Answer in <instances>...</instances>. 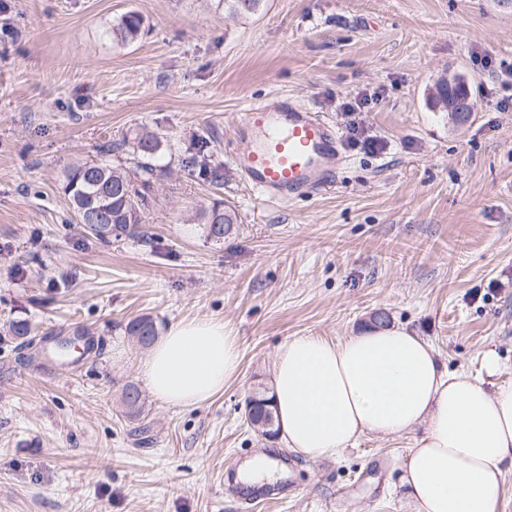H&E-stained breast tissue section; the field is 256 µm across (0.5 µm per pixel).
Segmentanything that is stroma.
Masks as SVG:
<instances>
[{
	"label": "stroma",
	"instance_id": "obj_1",
	"mask_svg": "<svg viewBox=\"0 0 512 512\" xmlns=\"http://www.w3.org/2000/svg\"><path fill=\"white\" fill-rule=\"evenodd\" d=\"M130 10L145 31L115 43ZM511 67L512 0H266L239 19L217 0H0V512H239L252 489L226 472L257 457L278 464L263 488L294 490L252 512H412L400 477L417 431L312 460L250 428L245 400L286 339L350 336L378 311L449 369L480 374L495 350L496 383H512ZM442 78L468 87L465 125L428 105ZM281 94L342 138L335 185L288 204L232 164L234 119ZM352 121L378 150L351 141ZM143 127L167 171L140 224L98 239L69 222L64 174ZM217 199L238 215L220 242L194 219ZM138 316L162 335L224 319L239 377L198 408L160 402L124 334ZM63 336L96 347L63 363Z\"/></svg>",
	"mask_w": 512,
	"mask_h": 512
}]
</instances>
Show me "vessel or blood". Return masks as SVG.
<instances>
[{"mask_svg": "<svg viewBox=\"0 0 512 512\" xmlns=\"http://www.w3.org/2000/svg\"><path fill=\"white\" fill-rule=\"evenodd\" d=\"M235 169L265 201L283 203L332 187L341 136L328 118L279 95L242 112Z\"/></svg>", "mask_w": 512, "mask_h": 512, "instance_id": "b4317fda", "label": "vessel or blood"}]
</instances>
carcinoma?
Here are the masks:
<instances>
[{"mask_svg":"<svg viewBox=\"0 0 512 512\" xmlns=\"http://www.w3.org/2000/svg\"><path fill=\"white\" fill-rule=\"evenodd\" d=\"M224 4V13L229 16H250L261 10L265 0H218ZM144 32V17L137 11H129L112 25V41L118 44H130L137 41ZM462 98L469 97L468 89L464 83L459 82L448 86L444 82L436 83L434 91L429 95L431 108L448 99V94ZM132 144V151L139 161L133 167L122 164L121 159L113 161L99 160L86 161L73 165L65 175L63 191L68 197L72 213H78L82 206H90L104 212L105 223L111 225L108 232L102 233L94 227L85 224L86 232L105 239L108 236L125 233L131 226L140 223L142 215L153 202L154 182L163 166L158 159L166 151L162 137L154 132L143 131L130 137H123L122 142L112 144L104 150L112 155L123 150L127 144ZM200 223L205 226L207 238H212L211 229L215 224L224 226V234L233 230L238 223L236 212L222 201H215L199 214ZM127 336L140 346L152 341L158 334V328L153 318L149 316L137 317L129 321L125 327ZM125 413L130 417L139 415L141 410V393L137 386L129 384L122 394ZM272 397L268 388L260 385L256 387L248 401L253 404L255 418L266 422L267 437L277 435L275 419L271 409Z\"/></svg>","mask_w":512,"mask_h":512,"instance_id":"cac0c4a2","label":"carcinoma"}]
</instances>
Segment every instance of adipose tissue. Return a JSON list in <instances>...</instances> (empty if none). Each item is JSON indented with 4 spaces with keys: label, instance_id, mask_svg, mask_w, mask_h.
Wrapping results in <instances>:
<instances>
[{
    "label": "adipose tissue",
    "instance_id": "obj_1",
    "mask_svg": "<svg viewBox=\"0 0 512 512\" xmlns=\"http://www.w3.org/2000/svg\"><path fill=\"white\" fill-rule=\"evenodd\" d=\"M241 368L240 341L220 318L170 326L142 364L160 401L193 409L223 393ZM483 377L443 367L434 348L400 327L336 340L304 335L278 348L272 395L278 436L312 459L340 456L362 437L422 428L402 483L416 512H504L512 475V384L487 389L502 364L481 357Z\"/></svg>",
    "mask_w": 512,
    "mask_h": 512
}]
</instances>
